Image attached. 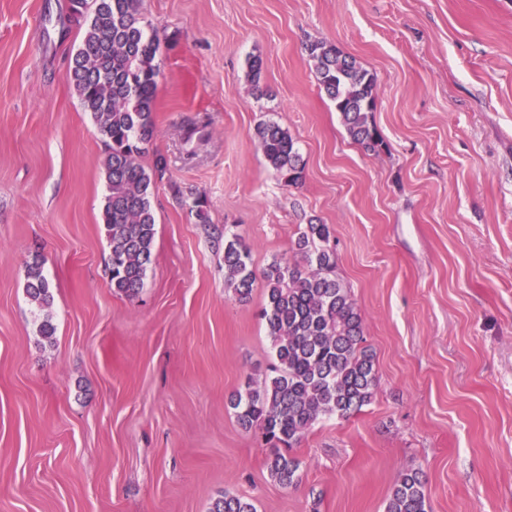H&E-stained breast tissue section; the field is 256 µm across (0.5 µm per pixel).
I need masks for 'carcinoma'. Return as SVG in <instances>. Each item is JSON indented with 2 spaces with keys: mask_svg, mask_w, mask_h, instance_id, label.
Instances as JSON below:
<instances>
[{
  "mask_svg": "<svg viewBox=\"0 0 512 512\" xmlns=\"http://www.w3.org/2000/svg\"><path fill=\"white\" fill-rule=\"evenodd\" d=\"M141 0H71L72 17L86 25L66 80L89 112L109 148L101 220L111 245L112 289L128 298L143 288L152 260L156 219L154 182L138 162L154 132L155 92L161 41L146 34ZM305 50L319 85L340 113L345 130L365 151L384 146L372 123L377 76L335 43L312 40ZM270 167L287 186L298 184L304 164L288 130L274 122L255 129ZM301 259L275 258L264 269L261 317L275 352L274 376L247 379L231 404L239 425L262 431L270 476L288 488L301 461L290 454L322 418H348L370 405L377 390L376 354L366 345L364 318L349 289L336 276V248L327 224H308L295 242ZM44 261L27 265L26 293L40 307L50 304ZM249 249L240 237L224 242V288L239 302L255 283ZM209 512H256L252 501L226 492ZM385 512H427L420 470H405L391 489Z\"/></svg>",
  "mask_w": 512,
  "mask_h": 512,
  "instance_id": "obj_1",
  "label": "carcinoma"
}]
</instances>
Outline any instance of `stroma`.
I'll return each mask as SVG.
<instances>
[{
    "label": "stroma",
    "mask_w": 512,
    "mask_h": 512,
    "mask_svg": "<svg viewBox=\"0 0 512 512\" xmlns=\"http://www.w3.org/2000/svg\"><path fill=\"white\" fill-rule=\"evenodd\" d=\"M141 12L164 41L139 162L167 170L130 299L110 284L107 146L66 80L84 29L70 0H0V512H209L227 491L257 512H384L410 467L428 512H512V0H142ZM314 39L376 74L379 153L348 137L320 88ZM264 121L295 141L298 185L266 163ZM311 222L333 230L378 386L358 414L312 427L287 489L229 403L273 352L265 282L249 302L229 296L224 241L241 236L260 274ZM37 253L43 309L26 294Z\"/></svg>",
    "instance_id": "35a3bbf8"
}]
</instances>
